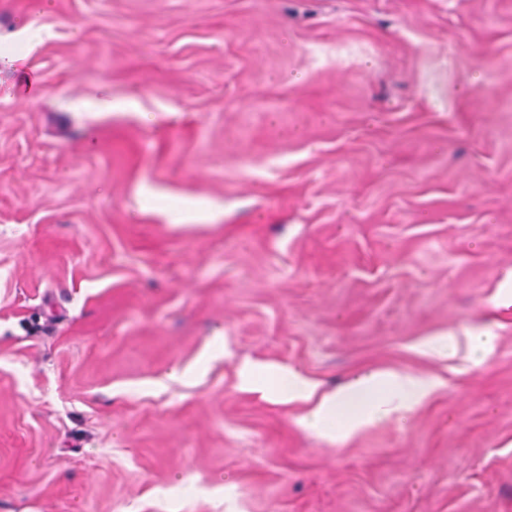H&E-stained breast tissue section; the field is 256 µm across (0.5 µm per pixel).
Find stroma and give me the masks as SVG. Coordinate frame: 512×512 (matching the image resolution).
Masks as SVG:
<instances>
[{
	"label": "stroma",
	"mask_w": 512,
	"mask_h": 512,
	"mask_svg": "<svg viewBox=\"0 0 512 512\" xmlns=\"http://www.w3.org/2000/svg\"><path fill=\"white\" fill-rule=\"evenodd\" d=\"M0 48V512H512V0H0ZM246 363L436 385L327 437Z\"/></svg>",
	"instance_id": "stroma-1"
}]
</instances>
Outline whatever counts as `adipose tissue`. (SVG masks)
Instances as JSON below:
<instances>
[{
	"instance_id": "1",
	"label": "adipose tissue",
	"mask_w": 512,
	"mask_h": 512,
	"mask_svg": "<svg viewBox=\"0 0 512 512\" xmlns=\"http://www.w3.org/2000/svg\"><path fill=\"white\" fill-rule=\"evenodd\" d=\"M262 375L269 394L277 396L285 391L293 398L314 400L313 409L298 424L327 436L346 435L382 421L392 411L409 409L433 387L430 380L420 376L381 371L359 377L335 393L320 396L315 386L296 372L269 370Z\"/></svg>"
}]
</instances>
